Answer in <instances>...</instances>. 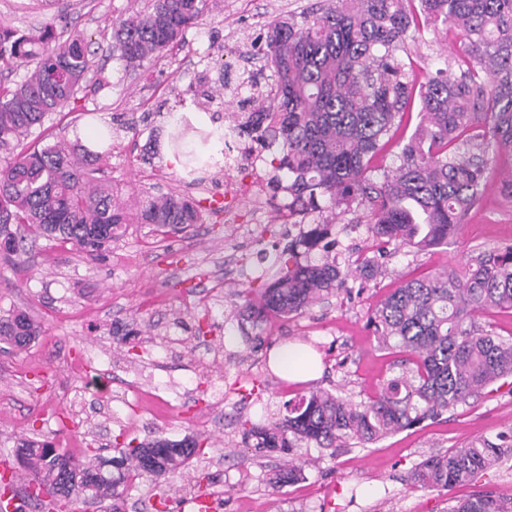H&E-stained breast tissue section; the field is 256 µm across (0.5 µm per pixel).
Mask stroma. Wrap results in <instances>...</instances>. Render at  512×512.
<instances>
[{
  "instance_id": "1",
  "label": "stroma",
  "mask_w": 512,
  "mask_h": 512,
  "mask_svg": "<svg viewBox=\"0 0 512 512\" xmlns=\"http://www.w3.org/2000/svg\"><path fill=\"white\" fill-rule=\"evenodd\" d=\"M308 0H209L203 20L178 44L140 68L112 55V23L146 8L148 0H0V22L24 32L51 24L74 27L92 39L97 55L89 85L54 134L91 150H111L107 177L122 190L129 211L144 193H171L199 201L223 192L224 177L206 158L187 188L183 164L168 145L170 115L212 127L198 107L218 85L220 67L232 82L263 63L257 43L269 23L285 21ZM455 32H426L409 41L418 81L456 56ZM111 138L96 142V128ZM507 162L489 171L485 189L461 233L448 245L418 254L399 249L386 275L353 280L361 295L332 296L300 314L265 324L261 342L242 341L234 293L248 271H227L234 244L224 225L205 222L162 233L150 224L130 225L101 261L71 245L37 238L19 264L0 263V316L24 311L43 333L22 351H0V452L34 440L74 453L103 447L117 455L128 442L158 435L196 436L210 449L198 464L209 473L208 490L219 512H447L450 504L482 490L512 498V458L448 493L413 486L410 473L431 453H447L512 429V389L484 390L438 420L361 445L329 451L297 442L292 453L256 455L243 433L282 418L288 405L315 389H340L360 397L389 374L390 358L378 351L364 324L375 303L408 277L464 266L471 255L512 244V196L505 190ZM294 343L316 352L319 378L293 382L271 368L273 351ZM109 376L108 391L91 390V371ZM261 395H248L255 381ZM227 384L223 404L209 387ZM83 392L74 406L75 392ZM306 462L304 481L272 489L267 480L289 456ZM187 473L155 487L142 481L129 490L126 512H196Z\"/></svg>"
}]
</instances>
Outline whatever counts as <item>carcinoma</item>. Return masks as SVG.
Masks as SVG:
<instances>
[{
	"mask_svg": "<svg viewBox=\"0 0 512 512\" xmlns=\"http://www.w3.org/2000/svg\"><path fill=\"white\" fill-rule=\"evenodd\" d=\"M149 2L112 22V50L132 66L178 42L208 4ZM440 27L463 36L464 55L420 83L407 41ZM90 46L77 29L58 33L47 25L21 34L0 24V74L28 66L21 81L0 85V236L11 242L0 259L7 263L26 253L30 228L98 258L127 224L180 232L201 223L191 201L174 194L144 197L139 216L131 217L119 188L101 177L106 152L44 144L38 136L23 142L76 103L93 67ZM265 46L271 82L240 101L243 111L227 125L230 135L276 149L274 169L292 177L287 191L300 213L363 207L374 249L343 268L335 219L308 225L272 254L277 270L260 290L237 293L247 343L253 337L245 324L256 328L299 314L329 294L349 296L348 277L383 276L399 247L418 253L448 245L482 194L489 166L497 158L512 162V0H318L286 22L270 23ZM412 122V132L404 133ZM393 145L399 164L375 174L372 161ZM495 309H512V245L481 251L461 268L402 281L367 320L378 347L395 356L392 374L359 401L313 390L288 405L279 421L245 431V446L286 453L298 440L324 449L350 440L365 445L440 417L512 376V338L476 321ZM40 335L41 325L27 313L0 317V342L14 349ZM14 455L38 484L29 493L38 512H59L61 502L73 499H109L112 512H123L136 480L160 486L197 465L206 451L197 437L159 435L129 443L111 458L83 461L33 442ZM505 456H512V431L430 455L415 465L411 480L448 492ZM302 478L304 466L290 463L270 483L282 487ZM43 487L49 503L41 498ZM448 512H512V499L477 494Z\"/></svg>",
	"mask_w": 512,
	"mask_h": 512,
	"instance_id": "cac0c4a2",
	"label": "carcinoma"
}]
</instances>
